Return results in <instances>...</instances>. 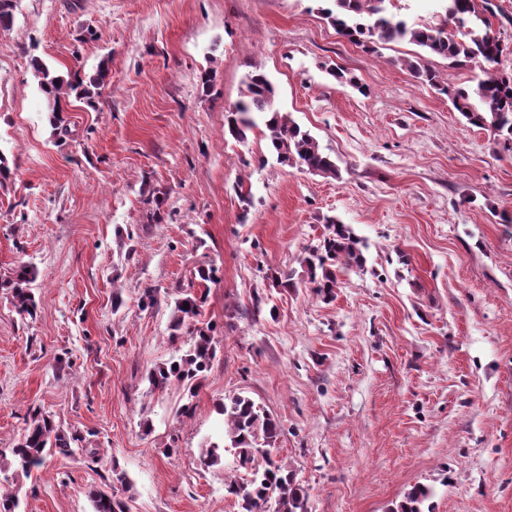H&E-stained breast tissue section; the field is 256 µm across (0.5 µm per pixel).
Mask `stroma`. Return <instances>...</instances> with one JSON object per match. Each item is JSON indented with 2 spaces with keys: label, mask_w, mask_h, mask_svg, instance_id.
<instances>
[{
  "label": "stroma",
  "mask_w": 512,
  "mask_h": 512,
  "mask_svg": "<svg viewBox=\"0 0 512 512\" xmlns=\"http://www.w3.org/2000/svg\"><path fill=\"white\" fill-rule=\"evenodd\" d=\"M322 5L18 0L0 32V277L22 261L39 275L35 316L0 289V455L36 408L101 454H48L20 478L18 512H93L116 469L128 512H238L233 454L200 459L234 394L279 421L308 512H389L418 483L432 512H512V150L413 78L417 46L367 52ZM34 56L83 76L108 62L95 106L64 113L68 138ZM257 68L339 178L279 164L266 128L225 134ZM329 216L367 262L326 303L276 278ZM201 265L219 270L201 316L218 355L195 394L150 391L148 371L185 346L171 315Z\"/></svg>",
  "instance_id": "1"
}]
</instances>
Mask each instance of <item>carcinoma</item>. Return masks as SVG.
<instances>
[{"instance_id":"cac0c4a2","label":"carcinoma","mask_w":512,"mask_h":512,"mask_svg":"<svg viewBox=\"0 0 512 512\" xmlns=\"http://www.w3.org/2000/svg\"><path fill=\"white\" fill-rule=\"evenodd\" d=\"M332 5L322 13L337 34L356 45L377 53L395 42L408 41L420 47L422 53L406 61L413 77L423 86L445 95L468 124L489 128L495 135L512 144V75L496 70L503 47L490 19L489 0H444L443 19L436 25L411 24L391 12V0H330ZM454 22L456 31H448V22ZM440 56L452 66L471 63L479 68L474 85L448 83L429 66L427 57ZM37 84L47 99L50 119L56 135L69 134L61 112L62 101L71 95L91 97L90 87L97 89L107 84L109 69L106 62L98 66L89 86L75 77L66 79L54 74L40 59L32 61ZM242 97L227 116L230 135L237 141L247 140V133L263 122L269 132L267 139L276 160L284 165L298 167L328 177H336L335 161L324 153L309 132L301 130L290 115L274 105L276 90L261 69L246 76ZM365 244L350 225L329 217L319 242L307 248L301 260L303 272L313 285L314 292L331 301L336 297V271L341 268L364 269ZM37 278V268L28 262L17 265L12 275L0 278V288L11 294V303L20 314L32 315L36 302L31 284ZM206 292L193 287L180 291L174 301L170 329L172 335L189 336V348L181 355L172 356L167 363L151 371L148 382L151 390H162L177 382L194 396L203 373L216 357L212 329L198 326ZM189 308H184V304ZM224 416L222 441H209L202 456L209 465L221 461V453L234 452L238 468L245 470L246 481L225 479L226 494L236 499L239 512H306V493L298 483L296 473L289 466L272 459V452L280 435V425L259 403L245 395H234L217 406ZM78 434H68L57 426L51 415L34 410L21 436L11 450L12 459L0 465L3 481L11 489H0V512H15L19 504V477L44 463L46 453L56 450L62 455L80 451L90 458L98 449L84 445ZM428 491L420 486L412 488L394 512H423ZM94 512H126V505L115 495L105 491L92 493Z\"/></svg>"}]
</instances>
